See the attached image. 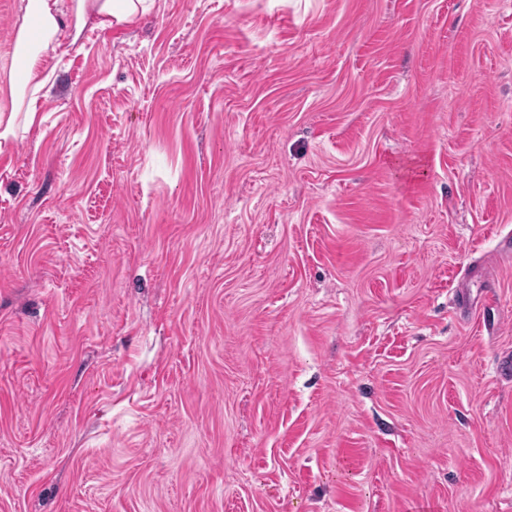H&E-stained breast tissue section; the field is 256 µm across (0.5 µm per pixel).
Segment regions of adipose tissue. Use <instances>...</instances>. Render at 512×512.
<instances>
[{"label": "adipose tissue", "instance_id": "obj_1", "mask_svg": "<svg viewBox=\"0 0 512 512\" xmlns=\"http://www.w3.org/2000/svg\"><path fill=\"white\" fill-rule=\"evenodd\" d=\"M153 0H22L14 52L7 71V99L0 103V148L18 124L32 126L50 81V51L77 49L86 27L108 29L144 16Z\"/></svg>", "mask_w": 512, "mask_h": 512}]
</instances>
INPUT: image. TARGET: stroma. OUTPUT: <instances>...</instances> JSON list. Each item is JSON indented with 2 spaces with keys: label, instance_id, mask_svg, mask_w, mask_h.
Returning <instances> with one entry per match:
<instances>
[{
  "label": "stroma",
  "instance_id": "1",
  "mask_svg": "<svg viewBox=\"0 0 512 512\" xmlns=\"http://www.w3.org/2000/svg\"><path fill=\"white\" fill-rule=\"evenodd\" d=\"M0 150V512H512V0H155Z\"/></svg>",
  "mask_w": 512,
  "mask_h": 512
}]
</instances>
